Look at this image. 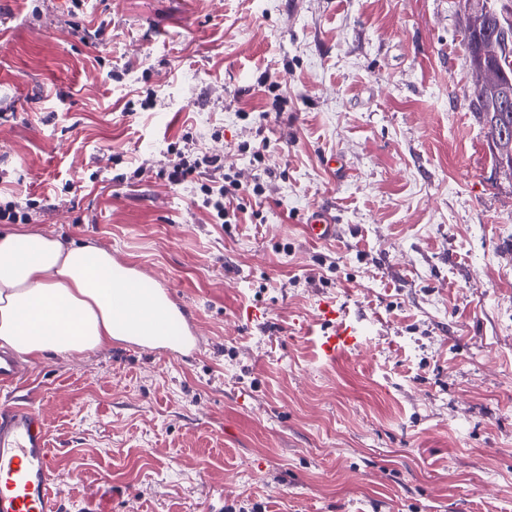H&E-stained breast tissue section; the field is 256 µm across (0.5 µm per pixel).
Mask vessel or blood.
Instances as JSON below:
<instances>
[{
    "label": "vessel or blood",
    "mask_w": 512,
    "mask_h": 512,
    "mask_svg": "<svg viewBox=\"0 0 512 512\" xmlns=\"http://www.w3.org/2000/svg\"><path fill=\"white\" fill-rule=\"evenodd\" d=\"M307 230L316 239L336 235L335 225L322 210L312 213ZM316 325L325 359L336 360L356 348V331L333 303L320 304ZM26 374V366L17 357L0 354V512H59L47 427L29 403L12 397Z\"/></svg>",
    "instance_id": "vessel-or-blood-1"
}]
</instances>
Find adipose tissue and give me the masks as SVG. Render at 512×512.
I'll return each mask as SVG.
<instances>
[{
  "label": "adipose tissue",
  "mask_w": 512,
  "mask_h": 512,
  "mask_svg": "<svg viewBox=\"0 0 512 512\" xmlns=\"http://www.w3.org/2000/svg\"><path fill=\"white\" fill-rule=\"evenodd\" d=\"M93 243L17 225L0 232V348L32 358L112 344L155 346L159 314L179 315L162 288Z\"/></svg>",
  "instance_id": "1"
}]
</instances>
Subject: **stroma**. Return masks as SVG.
<instances>
[{
    "mask_svg": "<svg viewBox=\"0 0 512 512\" xmlns=\"http://www.w3.org/2000/svg\"><path fill=\"white\" fill-rule=\"evenodd\" d=\"M83 3L0 0V199L163 283L201 347L31 360L61 512H512V179L464 0ZM182 153L263 178L260 216L214 223ZM324 301L361 337L333 362L299 332ZM306 228L310 236L316 239H330L336 236V226L329 223L327 213L323 210L312 213Z\"/></svg>",
    "mask_w": 512,
    "mask_h": 512,
    "instance_id": "obj_1",
    "label": "stroma"
}]
</instances>
